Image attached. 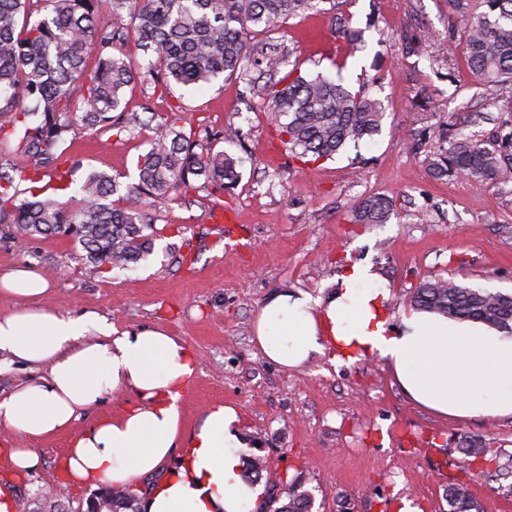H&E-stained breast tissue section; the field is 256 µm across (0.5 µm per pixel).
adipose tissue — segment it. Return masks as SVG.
<instances>
[{
	"label": "adipose tissue",
	"mask_w": 512,
	"mask_h": 512,
	"mask_svg": "<svg viewBox=\"0 0 512 512\" xmlns=\"http://www.w3.org/2000/svg\"><path fill=\"white\" fill-rule=\"evenodd\" d=\"M370 267L354 265L327 302L284 291L261 307L255 340L286 368L303 366L324 349L348 360L378 357L406 393L444 417L512 416V335L479 322L427 313L403 317L399 331L386 318L388 292L374 287ZM50 284L25 267L0 272V296L14 299L0 313V351L45 367V377L17 385L0 398V441L6 485L0 512H16L9 484L40 463L33 441L71 427L98 400L119 392L135 405L97 420L75 435L59 468L67 481L131 487L166 469L151 487L144 512H245L259 495L241 475L237 414L208 408L185 430L182 396L197 371V355L160 328L119 332L98 312L71 317L48 308Z\"/></svg>",
	"instance_id": "1"
}]
</instances>
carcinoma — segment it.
Here are the masks:
<instances>
[{"label": "carcinoma", "instance_id": "carcinoma-1", "mask_svg": "<svg viewBox=\"0 0 512 512\" xmlns=\"http://www.w3.org/2000/svg\"><path fill=\"white\" fill-rule=\"evenodd\" d=\"M333 0H0V224L22 237L67 235L79 242L85 259L109 269H128L153 253L157 231L146 201H167L172 192H205L212 208H224V192L239 182L240 161L214 141L231 142L237 131L214 132L203 120L186 118L173 104L156 122L127 110L132 84L152 85L161 95L172 86L202 89L248 66H265L279 79L267 93L293 157L329 159L347 144L377 134L379 103L318 73L264 54L249 38ZM486 10L465 19L470 71L491 84H512V0H481ZM128 10L133 33L112 25ZM134 40L143 63L133 66L118 46ZM137 126L151 132L138 157L137 181L92 171L77 189L78 207L69 209L48 192L72 188V168L64 167L68 136L90 137ZM489 149L462 135H448V149L430 163L433 174L467 177L482 186L512 180V162L503 150ZM393 203L369 196L354 207L353 224H386ZM411 305L450 320H472L512 331V294L471 288L438 279L415 288ZM459 467L488 480L505 478L497 451L476 440L458 449ZM448 512H482L465 484L445 490ZM312 496L299 479L288 483V501L270 496L255 512H311ZM104 512H138L139 499L108 488Z\"/></svg>", "mask_w": 512, "mask_h": 512}]
</instances>
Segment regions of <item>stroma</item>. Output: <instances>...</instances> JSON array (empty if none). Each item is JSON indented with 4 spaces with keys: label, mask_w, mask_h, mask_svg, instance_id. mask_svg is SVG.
Listing matches in <instances>:
<instances>
[{
    "label": "stroma",
    "mask_w": 512,
    "mask_h": 512,
    "mask_svg": "<svg viewBox=\"0 0 512 512\" xmlns=\"http://www.w3.org/2000/svg\"><path fill=\"white\" fill-rule=\"evenodd\" d=\"M353 30L359 40H350ZM254 41L303 72L378 100L380 133L305 165L276 137L266 108L274 77L264 68L178 89L188 113L210 129L239 131L230 151L242 161L241 180L224 197L227 221H213L202 192L161 203L151 210L153 254L124 271L82 261L71 238H22L0 224V270H42L51 283L46 303L57 311L94 310L117 331L149 325L185 341L198 356L184 395L186 426L211 406L236 409L240 459L263 458L260 485L277 496L299 478L312 493V512H399L405 502L413 512H448L444 491L463 482L484 512H512L507 487L456 465L470 438L512 462L511 417L442 418L401 390L385 360L340 363L328 349L286 369L253 340L269 296L288 290L326 300L355 263L372 266L376 287L387 289L393 329L427 280L512 293V182L477 188L429 169L447 147V130L490 148L511 134L512 86L487 87L468 69L451 0H336ZM148 136L140 128L76 135L67 152L75 182L93 170L136 181ZM372 195L392 200L394 216L350 223L356 203ZM126 402L105 398L69 430L37 441L39 468L13 486L17 512H76L86 502L91 487L66 482L58 463L74 434Z\"/></svg>",
    "instance_id": "obj_1"
}]
</instances>
